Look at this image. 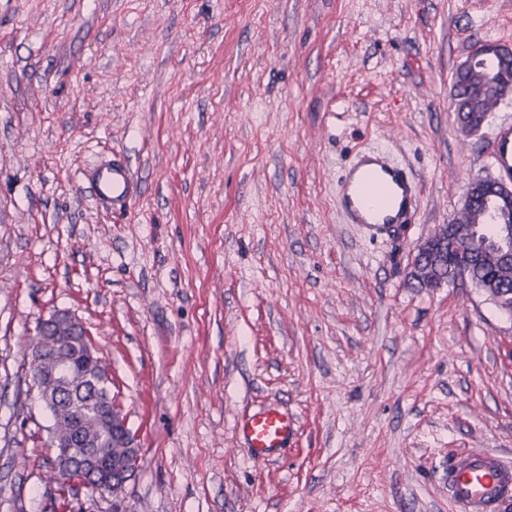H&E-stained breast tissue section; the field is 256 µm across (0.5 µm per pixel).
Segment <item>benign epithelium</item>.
<instances>
[{"label":"benign epithelium","instance_id":"benign-epithelium-1","mask_svg":"<svg viewBox=\"0 0 512 512\" xmlns=\"http://www.w3.org/2000/svg\"><path fill=\"white\" fill-rule=\"evenodd\" d=\"M483 58H492L504 65L512 62V49L496 42H486L479 53L471 55L459 65L457 73L462 75L480 68L478 61ZM496 189L498 209L505 214L511 212L512 185L499 182ZM448 250L461 253L456 243H448L446 224L436 229L419 246L423 254L442 255ZM497 250L499 256L512 260V224L499 225ZM75 333L89 335L85 324L74 313L68 309H56L37 324L35 338L27 355L29 392L37 394L40 405L51 418V425L47 427L48 446L54 449L55 456L50 487L55 490L61 485L68 486L78 481L94 493L116 496L133 479L141 460L136 437L129 430L120 406L112 398L100 399L96 413L112 427V439L117 447L132 449L122 459L108 458L107 449L85 438L84 418L71 415L64 421L58 416L59 408L64 405L63 389L78 374L83 363H95L102 374L109 375L108 367L93 343L87 344L80 357L66 346L65 338Z\"/></svg>","mask_w":512,"mask_h":512}]
</instances>
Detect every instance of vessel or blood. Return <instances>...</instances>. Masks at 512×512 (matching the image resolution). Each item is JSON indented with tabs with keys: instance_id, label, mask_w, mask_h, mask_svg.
<instances>
[{
	"instance_id": "obj_1",
	"label": "vessel or blood",
	"mask_w": 512,
	"mask_h": 512,
	"mask_svg": "<svg viewBox=\"0 0 512 512\" xmlns=\"http://www.w3.org/2000/svg\"><path fill=\"white\" fill-rule=\"evenodd\" d=\"M493 140L495 176L512 182V124L500 125ZM86 182L96 202L113 211H126L134 199V175L124 158L115 156L89 168ZM338 185L339 203L350 223L364 225L374 236L410 223L419 205L408 171L382 150L356 152ZM236 427L258 462L287 447L296 432L292 418L271 404L240 416ZM448 495L457 512H499L512 500V463L489 449L453 455Z\"/></svg>"
}]
</instances>
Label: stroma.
I'll return each mask as SVG.
<instances>
[{
    "label": "stroma",
    "instance_id": "obj_1",
    "mask_svg": "<svg viewBox=\"0 0 512 512\" xmlns=\"http://www.w3.org/2000/svg\"><path fill=\"white\" fill-rule=\"evenodd\" d=\"M512 47V0H0V512H62L25 351L66 308L142 458L72 512H453L445 466L512 460V316L417 288L421 243L493 176L452 76ZM408 166L413 224L370 237L336 183L359 149ZM123 155L128 212L84 168ZM296 420L251 460L235 422ZM483 58H492L495 61H498L499 64H502V66H505L507 61H511V69H503L502 78L504 80L508 79V75L505 71H509L511 72L509 79L512 80V49L490 41L481 46L478 54L475 53L462 62L457 69V73L462 75L476 69H481V66L478 65L477 62Z\"/></svg>",
    "mask_w": 512,
    "mask_h": 512
}]
</instances>
